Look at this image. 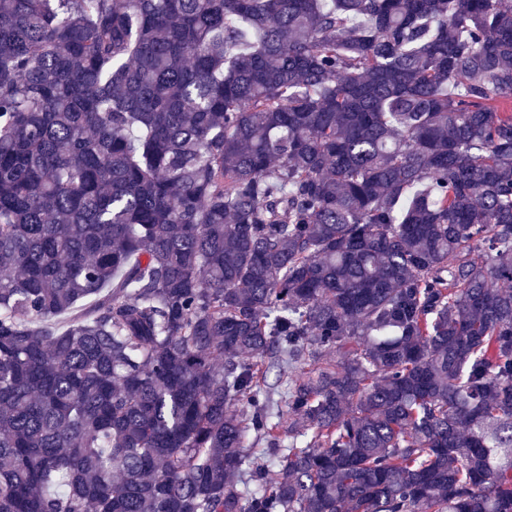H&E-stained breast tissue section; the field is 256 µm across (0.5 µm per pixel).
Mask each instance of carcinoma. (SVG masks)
Here are the masks:
<instances>
[{
  "label": "carcinoma",
  "mask_w": 512,
  "mask_h": 512,
  "mask_svg": "<svg viewBox=\"0 0 512 512\" xmlns=\"http://www.w3.org/2000/svg\"><path fill=\"white\" fill-rule=\"evenodd\" d=\"M511 103L512 0H0V512H512Z\"/></svg>",
  "instance_id": "cac0c4a2"
}]
</instances>
